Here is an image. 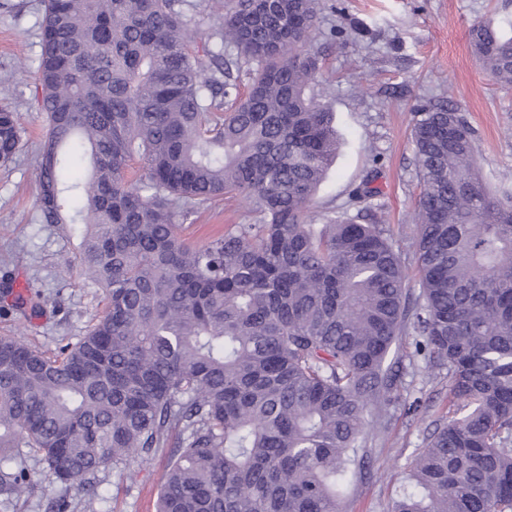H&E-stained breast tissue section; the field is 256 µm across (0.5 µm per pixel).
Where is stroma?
I'll list each match as a JSON object with an SVG mask.
<instances>
[{
    "instance_id": "1",
    "label": "stroma",
    "mask_w": 512,
    "mask_h": 512,
    "mask_svg": "<svg viewBox=\"0 0 512 512\" xmlns=\"http://www.w3.org/2000/svg\"><path fill=\"white\" fill-rule=\"evenodd\" d=\"M42 11L43 0H0V105L16 112L24 128L12 162L0 166V279L13 283L11 294L0 293V336L53 357L85 336L106 300L78 264L82 225L44 224L38 215L36 174L46 131L37 81ZM505 18L512 20V0H334L321 10L311 50L320 59L318 86L340 148L310 204L315 223L349 207L352 188L376 172L380 215L408 271H415L412 112L443 94L477 130L489 181L512 177V88L492 83L469 44L473 26ZM253 221L246 200L227 197L186 220L182 233L202 244L225 225ZM415 341L409 333L392 347L397 389L374 417L346 512H390L416 453L436 423L451 416L448 378L416 355ZM25 465L26 492L0 512H52L61 494L66 512H156L168 453L132 459L122 472L102 467L93 476L94 500L80 484L61 488L36 456L26 455Z\"/></svg>"
}]
</instances>
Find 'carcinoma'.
<instances>
[{"label":"carcinoma","instance_id":"cac0c4a2","mask_svg":"<svg viewBox=\"0 0 512 512\" xmlns=\"http://www.w3.org/2000/svg\"><path fill=\"white\" fill-rule=\"evenodd\" d=\"M207 3L200 45L194 0H44L39 217L87 228L78 262L108 305L56 359L0 337V465L24 443L95 498L102 466L167 449L157 512H343L411 327L462 413L436 425L392 512H512V188L490 189L458 107L417 108L412 297L375 175L351 191L367 222L307 215L339 145L310 92L320 0ZM510 27L470 30L504 87ZM226 45L249 68L244 94ZM20 139L0 107L1 164ZM75 149L89 166L66 185ZM226 194L256 222L183 239L180 219ZM24 491L22 471L0 470V497Z\"/></svg>","mask_w":512,"mask_h":512}]
</instances>
